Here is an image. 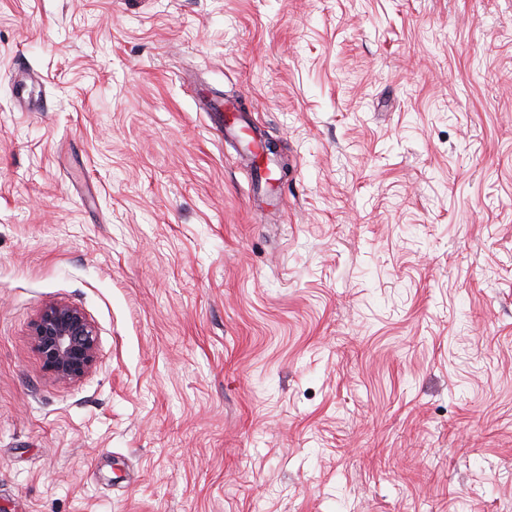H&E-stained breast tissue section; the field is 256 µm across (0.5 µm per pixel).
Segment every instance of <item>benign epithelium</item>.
<instances>
[{
    "label": "benign epithelium",
    "mask_w": 512,
    "mask_h": 512,
    "mask_svg": "<svg viewBox=\"0 0 512 512\" xmlns=\"http://www.w3.org/2000/svg\"><path fill=\"white\" fill-rule=\"evenodd\" d=\"M33 341L45 370L58 382H74L89 373L98 357V335L79 308L50 302L33 329Z\"/></svg>",
    "instance_id": "7a95c632"
}]
</instances>
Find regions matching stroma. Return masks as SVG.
Instances as JSON below:
<instances>
[{"instance_id": "obj_1", "label": "stroma", "mask_w": 512, "mask_h": 512, "mask_svg": "<svg viewBox=\"0 0 512 512\" xmlns=\"http://www.w3.org/2000/svg\"><path fill=\"white\" fill-rule=\"evenodd\" d=\"M0 512H512V0H0ZM32 336L45 370L58 382L79 380L97 362V332L84 312L73 305L48 303Z\"/></svg>"}]
</instances>
